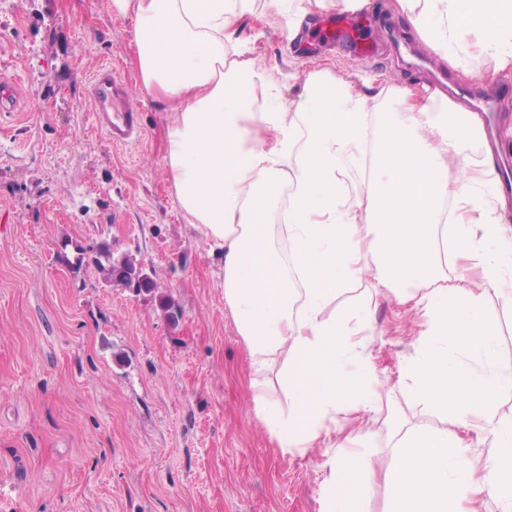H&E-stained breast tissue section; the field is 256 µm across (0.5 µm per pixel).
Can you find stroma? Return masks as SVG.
<instances>
[{
  "mask_svg": "<svg viewBox=\"0 0 512 512\" xmlns=\"http://www.w3.org/2000/svg\"><path fill=\"white\" fill-rule=\"evenodd\" d=\"M378 2L392 26L375 28L381 50L364 61L343 47L297 55L265 0L238 46L277 67L293 104L322 66L357 87L428 85L403 51L427 44L393 0ZM134 37L133 17L111 0H0V78L19 81L17 111L0 112V512H323L326 462L344 435L285 455L257 420L223 259L178 204L164 145L172 113L143 91ZM434 61L449 83L497 96L494 133L512 156V93L497 94L512 67L465 53ZM102 63L140 105L139 143L112 145L93 125L86 89ZM103 242L151 269L156 291L107 286L92 262ZM359 301L372 308L376 363L398 379L415 352V314L368 281L346 284L325 313ZM485 310L512 363V293L488 294ZM366 433L367 456L387 469L389 420L375 417Z\"/></svg>",
  "mask_w": 512,
  "mask_h": 512,
  "instance_id": "stroma-1",
  "label": "stroma"
}]
</instances>
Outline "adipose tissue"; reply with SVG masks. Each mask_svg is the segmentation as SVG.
Returning <instances> with one entry per match:
<instances>
[{
	"mask_svg": "<svg viewBox=\"0 0 512 512\" xmlns=\"http://www.w3.org/2000/svg\"><path fill=\"white\" fill-rule=\"evenodd\" d=\"M254 0H112L133 15L140 79L155 101L170 105L166 162L178 204L224 256V304L255 370L282 358L283 394L255 382L257 419L282 453L306 455L325 442L343 415L387 413L406 393L446 414L448 428H414L382 474L390 512H478L491 499L512 512V424L491 410L512 364L496 353V330L484 312L487 293L506 280L501 257L485 242L511 227L484 203L494 180L490 162L468 155L482 135L479 113L410 86L388 87L398 111L382 113L373 95L325 67L307 74L308 105L281 100L274 71L238 49ZM286 16L288 35L303 22L358 0H266ZM422 40L444 56L479 52L512 65V0H396ZM476 33V42L464 33ZM266 88L259 108L257 88ZM369 168L367 190L351 196L342 166ZM460 176L449 184L448 169ZM280 212L288 245L281 257L270 234ZM450 241L462 269L477 277L447 284L439 245ZM369 280L385 288L427 285L416 302L426 328L397 382L372 360L369 307L325 317L341 287ZM493 437L495 452L476 462L460 437ZM325 512H367L365 484L377 474L352 450L327 461Z\"/></svg>",
	"mask_w": 512,
	"mask_h": 512,
	"instance_id": "1",
	"label": "adipose tissue"
}]
</instances>
